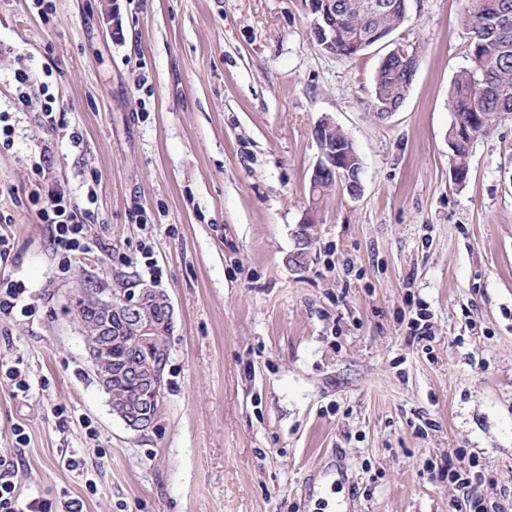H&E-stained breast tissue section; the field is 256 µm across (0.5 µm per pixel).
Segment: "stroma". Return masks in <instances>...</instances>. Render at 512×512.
<instances>
[{"mask_svg": "<svg viewBox=\"0 0 512 512\" xmlns=\"http://www.w3.org/2000/svg\"><path fill=\"white\" fill-rule=\"evenodd\" d=\"M472 5L408 0L387 40L347 59L315 45L309 0H0V278L34 306L0 319V364L31 383L0 381V454L20 452L23 496L87 512H449L462 491L426 464L461 453L481 473L471 492L512 512V115L474 140L465 183L448 149ZM400 44L419 62L381 120L374 75ZM47 92L65 129L41 118ZM326 117L354 144L361 190L334 191L298 270ZM37 162L73 199L96 192L92 249L65 270L16 196ZM84 286L171 300L148 433L96 379L73 317ZM72 454L83 470L61 466Z\"/></svg>", "mask_w": 512, "mask_h": 512, "instance_id": "stroma-1", "label": "stroma"}]
</instances>
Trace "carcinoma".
Masks as SVG:
<instances>
[{"label":"carcinoma","mask_w":512,"mask_h":512,"mask_svg":"<svg viewBox=\"0 0 512 512\" xmlns=\"http://www.w3.org/2000/svg\"><path fill=\"white\" fill-rule=\"evenodd\" d=\"M336 12V54L345 58L360 55L365 48L386 38L402 23L407 0H331ZM464 25L470 29L469 65L452 80L448 109L454 121L448 127V149L456 181H466L472 138L484 133L501 114H512V0H475ZM418 49L407 56L393 54L381 63L374 76L373 99H382L396 109L409 94ZM329 137L352 158L354 175L361 176L358 154L348 135L337 125ZM169 351L163 339L145 350L134 348L131 336L114 333L108 359L117 363L139 354L147 359Z\"/></svg>","instance_id":"obj_1"}]
</instances>
